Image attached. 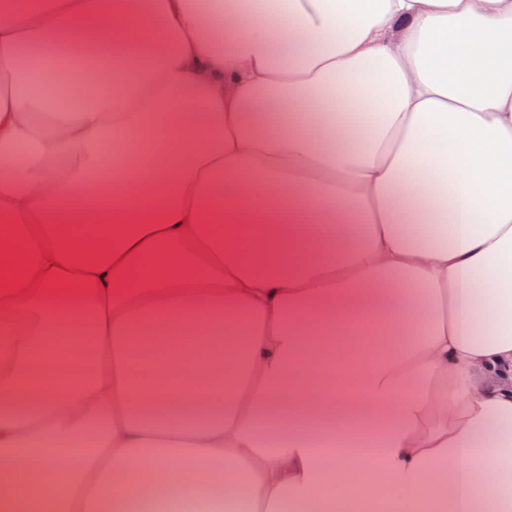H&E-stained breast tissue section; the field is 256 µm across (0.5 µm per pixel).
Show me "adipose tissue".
Returning <instances> with one entry per match:
<instances>
[{"instance_id":"adipose-tissue-1","label":"adipose tissue","mask_w":512,"mask_h":512,"mask_svg":"<svg viewBox=\"0 0 512 512\" xmlns=\"http://www.w3.org/2000/svg\"><path fill=\"white\" fill-rule=\"evenodd\" d=\"M19 315L0 512H512V0L0 10ZM354 512L356 511L353 503L336 493V488L332 494H323V498L316 504L305 506L303 512Z\"/></svg>"}]
</instances>
